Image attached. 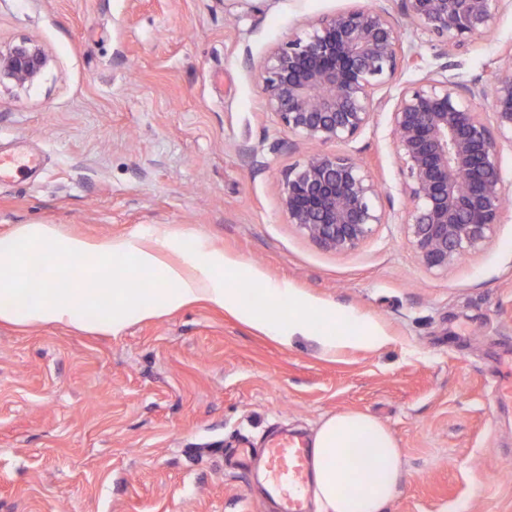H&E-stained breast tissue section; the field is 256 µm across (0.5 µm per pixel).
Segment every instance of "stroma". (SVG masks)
Listing matches in <instances>:
<instances>
[{
  "instance_id": "obj_1",
  "label": "stroma",
  "mask_w": 512,
  "mask_h": 512,
  "mask_svg": "<svg viewBox=\"0 0 512 512\" xmlns=\"http://www.w3.org/2000/svg\"><path fill=\"white\" fill-rule=\"evenodd\" d=\"M353 8L401 18L400 0H0V43L39 42L34 84L0 88V154L39 169L0 181V232L53 224L89 238L167 229L176 253L223 252L385 341L326 357L286 347L207 303L109 336L0 325V512H276L234 463L285 430L341 411L385 425L406 477L390 512H512V208L445 270L406 237L411 205L390 111L438 63L441 42L402 27L419 68L376 93L372 123L323 150L363 161L386 224L322 248L281 207L288 170L315 152L267 104L276 46ZM512 5L457 52L454 75L490 85Z\"/></svg>"
}]
</instances>
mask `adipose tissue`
Returning <instances> with one entry per match:
<instances>
[{"label": "adipose tissue", "instance_id": "1", "mask_svg": "<svg viewBox=\"0 0 512 512\" xmlns=\"http://www.w3.org/2000/svg\"><path fill=\"white\" fill-rule=\"evenodd\" d=\"M173 239L162 231L144 243L139 233L91 239L61 233L52 224H19L0 234V323L64 325L118 333L136 317H161L206 302L289 345L304 338L324 354L383 341L370 322L351 323L334 307L289 297L288 320H273L265 306L244 303L225 276L238 262L223 253L168 260ZM42 274L29 288L31 269ZM316 512H390L405 478L393 434L377 419L341 411L324 419L311 439Z\"/></svg>", "mask_w": 512, "mask_h": 512}]
</instances>
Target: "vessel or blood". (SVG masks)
Masks as SVG:
<instances>
[{"instance_id":"1","label":"vessel or blood","mask_w":512,"mask_h":512,"mask_svg":"<svg viewBox=\"0 0 512 512\" xmlns=\"http://www.w3.org/2000/svg\"><path fill=\"white\" fill-rule=\"evenodd\" d=\"M244 462H251L250 449H241ZM259 458L270 488L282 499L281 512H307L311 492L312 462L308 442L295 437L272 438Z\"/></svg>"}]
</instances>
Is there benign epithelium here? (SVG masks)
I'll return each instance as SVG.
<instances>
[{
  "mask_svg": "<svg viewBox=\"0 0 512 512\" xmlns=\"http://www.w3.org/2000/svg\"><path fill=\"white\" fill-rule=\"evenodd\" d=\"M416 30L446 46L440 57L491 32L504 0H401ZM50 57L37 42L0 45V84L33 83ZM405 54L399 26L385 10L359 8L323 17L262 63L268 105L279 124L310 143L346 142L374 119L376 92ZM443 63L397 96L390 124L411 203L407 239L429 269H448L492 234L508 196L501 165L512 144V70L493 72L491 92L445 75ZM490 95V111L472 106ZM281 205L289 223L328 250L347 251L386 223L378 182L358 160L310 154L288 170Z\"/></svg>",
  "mask_w": 512,
  "mask_h": 512,
  "instance_id": "obj_1",
  "label": "benign epithelium"
}]
</instances>
